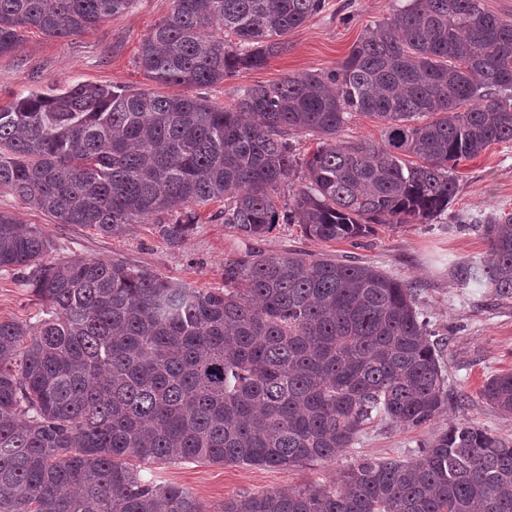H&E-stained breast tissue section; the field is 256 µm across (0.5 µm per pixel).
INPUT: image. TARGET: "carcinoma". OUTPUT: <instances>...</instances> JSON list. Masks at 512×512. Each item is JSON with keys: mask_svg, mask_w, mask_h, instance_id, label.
<instances>
[{"mask_svg": "<svg viewBox=\"0 0 512 512\" xmlns=\"http://www.w3.org/2000/svg\"><path fill=\"white\" fill-rule=\"evenodd\" d=\"M133 2L0 0V55L28 29L67 38ZM324 6L172 0L136 64L184 92L78 82L17 96L0 106V190L109 236L156 215L173 247L193 229L187 209L213 200L251 240L278 224L335 241L431 223L456 195V166L512 141V19L481 0H408L326 74L246 88L230 107L193 94L266 66ZM353 112L383 122L381 142L337 139ZM307 131L319 142L300 162L288 135ZM298 164L306 183L280 208L273 193ZM475 228L488 253L450 265L451 278L509 304L512 214ZM53 250L0 212V270L25 269L46 308L0 320V512H207L132 461L325 462L377 414L409 429L450 400L412 289L378 267L248 253L224 266V286L194 288L51 262ZM481 396L512 413V372ZM218 512H512V439L450 423L409 461L364 458L338 482L240 495Z\"/></svg>", "mask_w": 512, "mask_h": 512, "instance_id": "1", "label": "carcinoma"}]
</instances>
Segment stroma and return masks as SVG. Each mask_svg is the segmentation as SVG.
I'll return each instance as SVG.
<instances>
[{
	"label": "stroma",
	"instance_id": "obj_1",
	"mask_svg": "<svg viewBox=\"0 0 512 512\" xmlns=\"http://www.w3.org/2000/svg\"><path fill=\"white\" fill-rule=\"evenodd\" d=\"M405 2L325 0L323 11L290 31L283 52L265 67L240 70L224 83L205 89L204 94L227 106L243 88L335 69L354 43ZM170 5L171 0H135L128 11L67 39L26 31L14 52L0 55V105H8L20 94L77 82L150 86L155 93L172 94V87L151 85L135 63L141 41ZM455 175L458 190L442 218L430 224L382 225L373 235L352 242L311 239L295 224L276 225L259 241L245 240L220 217L224 208L220 201L198 208V223L177 247L163 241L150 218L130 225L123 235L109 236L91 227L56 223L6 192H0V212L39 228L55 245L50 260L119 262L151 269L196 288L223 286L225 264L253 250L268 257L302 251L368 263L412 286L420 318L441 348L440 363L455 401L421 428L404 429L384 419L375 420L357 435L352 447L325 463L289 469L196 461L144 463V470L157 482L186 488L208 512H218L225 499L239 495L340 479L362 457L412 459L423 443L452 423H473L512 438V416L500 414L480 395L490 375L512 372V304L497 305L481 289L458 287L448 270L451 263L485 255L488 245L473 229L474 220L504 210L512 213V142L491 144L479 156L462 161ZM41 311L20 273L0 270V320H32Z\"/></svg>",
	"mask_w": 512,
	"mask_h": 512
}]
</instances>
